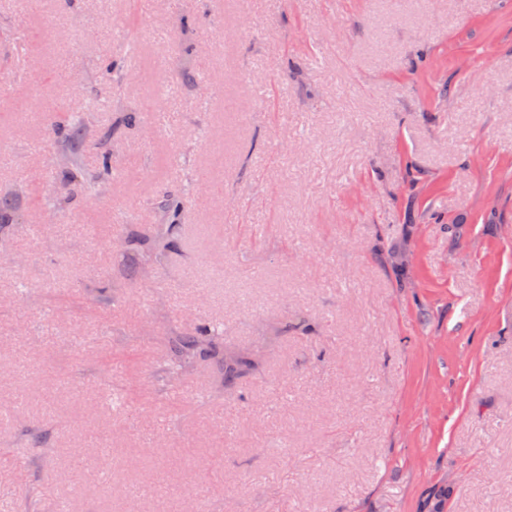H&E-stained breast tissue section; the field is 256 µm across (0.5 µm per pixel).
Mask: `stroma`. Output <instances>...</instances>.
I'll list each match as a JSON object with an SVG mask.
<instances>
[{"label":"stroma","mask_w":512,"mask_h":512,"mask_svg":"<svg viewBox=\"0 0 512 512\" xmlns=\"http://www.w3.org/2000/svg\"><path fill=\"white\" fill-rule=\"evenodd\" d=\"M67 112L99 195L53 165ZM181 198L139 277L111 240ZM7 199L0 455L34 494L0 512H512V6L0 0ZM203 322L274 337L263 373L160 386Z\"/></svg>","instance_id":"stroma-1"}]
</instances>
